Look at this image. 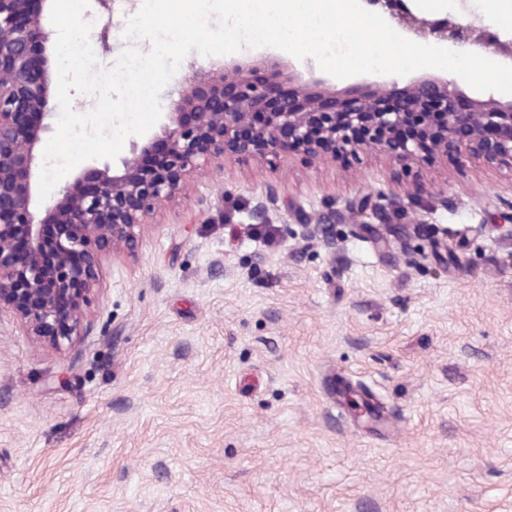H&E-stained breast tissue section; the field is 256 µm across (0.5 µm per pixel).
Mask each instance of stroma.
I'll return each mask as SVG.
<instances>
[{
	"label": "stroma",
	"mask_w": 512,
	"mask_h": 512,
	"mask_svg": "<svg viewBox=\"0 0 512 512\" xmlns=\"http://www.w3.org/2000/svg\"><path fill=\"white\" fill-rule=\"evenodd\" d=\"M89 41L101 68L142 0ZM499 0H415L512 40ZM311 94L382 96L275 48ZM263 206V221L250 217ZM323 225L335 249L295 238ZM272 229L274 243L253 234ZM72 348L0 317V512H512V165L225 157L105 262ZM345 377L395 420L367 425Z\"/></svg>",
	"instance_id": "stroma-1"
}]
</instances>
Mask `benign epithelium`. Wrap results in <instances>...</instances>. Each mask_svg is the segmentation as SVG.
Masks as SVG:
<instances>
[{
	"instance_id": "7a95c632",
	"label": "benign epithelium",
	"mask_w": 512,
	"mask_h": 512,
	"mask_svg": "<svg viewBox=\"0 0 512 512\" xmlns=\"http://www.w3.org/2000/svg\"><path fill=\"white\" fill-rule=\"evenodd\" d=\"M47 0H0V315L20 322L36 346L59 352L88 328V306L103 263L133 257L145 218L171 199L199 163L240 157L351 158L376 150L408 168L434 155L458 166L473 159L512 164V102H472L447 80L417 79L402 108L379 110L359 93L283 98L278 84L244 81L237 64L217 75L230 96L197 83L167 91L169 111L160 132L147 134L118 164H93L35 213L37 146L52 127L47 98L53 81L46 25ZM393 18L403 0H365ZM435 37L476 45L474 36L448 21H422ZM434 101L438 111L425 105ZM276 110L256 120L259 106ZM165 147V164L140 166L143 153Z\"/></svg>"
}]
</instances>
